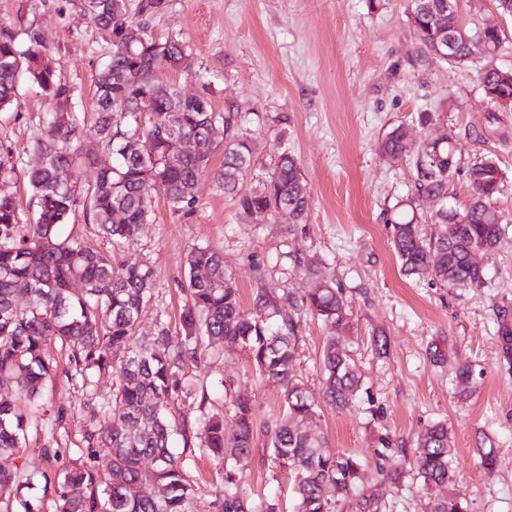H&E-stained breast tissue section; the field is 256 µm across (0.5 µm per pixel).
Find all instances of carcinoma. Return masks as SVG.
<instances>
[{"mask_svg": "<svg viewBox=\"0 0 512 512\" xmlns=\"http://www.w3.org/2000/svg\"><path fill=\"white\" fill-rule=\"evenodd\" d=\"M456 0H410L409 21L418 37V56L434 57L436 48L450 47L445 62L464 65L472 59L465 35L479 36L486 62L477 70L485 97L496 110L512 111V67L496 59L512 53V43L497 27L466 26ZM89 17L112 44V52L96 78L95 132L104 152L116 163L98 166L76 138V108L70 88L49 62L50 49L41 32L25 30V48L17 35L0 26V111L11 106L20 75L60 103L61 111L46 124L31 152L34 163L23 178L38 203L30 224L20 222L15 198L0 194V456L13 455L33 426H38L42 388L58 366L50 353L55 343L65 353V374L93 390L94 376L119 369L112 396L91 407V428L83 434L82 462L42 472L44 491H53L55 512H188L197 488L191 473L170 446L171 405L190 388L182 371L199 364L202 346H240L254 362L261 379L278 385L283 414L267 425L270 466L292 478L293 512H331L332 505L357 494L361 463L346 453L326 449L324 438L305 423L318 414L319 402L293 373L302 316L309 315L333 330L323 345L320 362L322 399L337 410L354 406L360 376L343 333L350 328L351 309L342 288L323 272L318 259L307 263L314 286L288 297L296 315L276 319L275 297L262 293L255 308L245 311L224 271L223 257L201 246L186 257V304L182 311L185 336L170 335L161 323L152 336L138 334L142 309L150 299L152 270L144 264L114 268L112 253L95 251L61 233L78 210L121 245L150 222L153 196L162 192L172 213L189 218L197 206L194 188L207 172L214 142L207 130L224 125V165L216 173L224 193L237 196L245 218L257 212L288 211L303 221L309 193L296 158L281 154L259 189L237 194L258 153V143L241 131V115L219 113L206 99L186 97L174 85L158 82L156 72L191 56L181 41H156L145 26L118 13L114 0H91ZM145 106L167 110L173 117L165 128L138 121ZM192 137L197 151L179 158L182 139ZM151 154L142 156L144 144ZM382 154L406 155L414 172L410 203L429 197L448 202L449 188L460 171V160L449 143L413 144L397 125L380 143ZM473 190L463 208L446 205L433 214L438 230L422 236L414 218L392 220L393 249L408 277L430 275L449 288H480L486 277L474 261L478 251L495 248L508 231V221L494 205L504 187V172L487 158L466 171ZM17 176L10 152L0 151V180ZM80 282L83 287L73 288ZM235 428L226 433L224 417L204 419L200 447L217 457L234 449L225 463L224 486L216 499L218 512H279L271 497H254L243 487V472L253 452L254 412L250 400L231 401ZM413 460L423 483L452 481L453 441L448 425L436 422L417 436ZM21 472L0 468V501L15 503V512H41L43 501L22 493ZM150 485L154 493L142 488ZM430 512H469L466 494L452 490L433 501Z\"/></svg>", "mask_w": 512, "mask_h": 512, "instance_id": "carcinoma-1", "label": "carcinoma"}]
</instances>
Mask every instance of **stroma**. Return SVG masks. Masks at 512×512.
I'll return each instance as SVG.
<instances>
[{"label":"stroma","mask_w":512,"mask_h":512,"mask_svg":"<svg viewBox=\"0 0 512 512\" xmlns=\"http://www.w3.org/2000/svg\"><path fill=\"white\" fill-rule=\"evenodd\" d=\"M143 0H125L127 15L145 23L149 37L177 39L192 52V74L161 70V81L189 96L201 95L214 111L235 109L260 143L252 172L239 193L266 179L281 154L301 165L310 192L303 223L288 213L262 224L243 218L212 172L224 162L216 148L210 173L197 185L193 216L173 215L163 195L134 240L114 246L96 226L75 215L64 233L111 252L114 267L136 262L153 270L152 292L140 317L142 333L165 323L182 335L186 301L185 256L189 247L218 251L237 287L242 306L253 310L264 291L276 292L281 314H290L289 292L311 283L303 261L323 258L327 273L343 288L352 310L345 336L362 377L355 407L322 405L312 428L329 448L365 462L361 489L373 496L370 512H429V505L455 488L466 493L469 512H512V364L502 355L497 322H512V232L495 249L478 253L487 281L483 287L451 289L428 278L402 274L391 247V220L412 184L408 157L381 156V139L405 125L409 139L422 135L418 113L443 110L463 170L450 187L457 207L469 204L472 187L464 170L494 158L506 178L495 205L512 219V112L491 113L477 82L484 64L476 55L466 65L420 60L418 39L407 17L409 0H164L153 13ZM0 25L16 34L39 28L62 82L75 97L83 149L99 151L93 131L95 77L110 51L83 0H0ZM56 99L20 80L10 108L0 111V144L30 164V143L45 131ZM330 329L306 318L294 370L312 393H320L319 358ZM387 342L378 352L374 341ZM469 366L479 378L473 394L460 398L457 372ZM190 394L173 412L201 426L228 402L243 396L254 406V452L243 473L247 492L276 497L281 512H292L288 472L269 467L267 424L279 418V388L257 377L247 352L216 346L200 366L189 368ZM88 393L65 373L51 378L44 407L70 406L69 420L56 437L73 464L89 427ZM447 422L455 448L451 484H423L413 468L416 438L428 425ZM45 431H30L20 451L1 456L0 467L38 475L48 464L41 454ZM175 448L200 490L190 512H216L224 466L199 448ZM389 461H381L379 450Z\"/></svg>","instance_id":"1"}]
</instances>
